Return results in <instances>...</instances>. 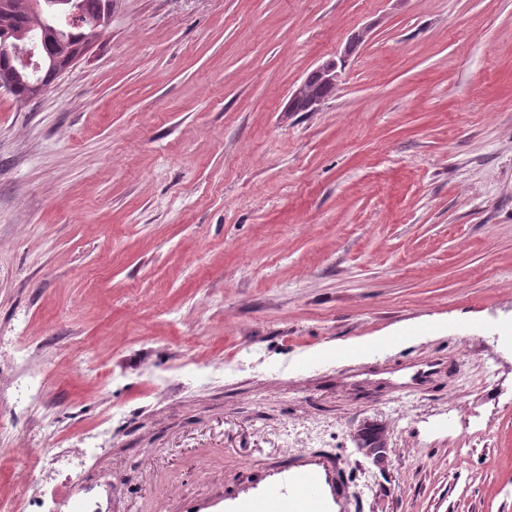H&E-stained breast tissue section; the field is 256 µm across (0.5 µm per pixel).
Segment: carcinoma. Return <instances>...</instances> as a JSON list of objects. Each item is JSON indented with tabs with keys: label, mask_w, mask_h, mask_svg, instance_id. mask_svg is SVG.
Returning <instances> with one entry per match:
<instances>
[{
	"label": "carcinoma",
	"mask_w": 512,
	"mask_h": 512,
	"mask_svg": "<svg viewBox=\"0 0 512 512\" xmlns=\"http://www.w3.org/2000/svg\"><path fill=\"white\" fill-rule=\"evenodd\" d=\"M48 0H0V88L20 100L40 94L36 86L47 87L55 74L43 66L38 75L24 68L17 51L37 46L43 55L68 57L82 45L96 41L112 19L119 0H65L64 10L75 9L82 24L60 37L46 27Z\"/></svg>",
	"instance_id": "1"
}]
</instances>
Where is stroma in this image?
<instances>
[{
    "label": "stroma",
    "instance_id": "1",
    "mask_svg": "<svg viewBox=\"0 0 512 512\" xmlns=\"http://www.w3.org/2000/svg\"><path fill=\"white\" fill-rule=\"evenodd\" d=\"M49 427L102 512L299 452L346 512H512V0H122L0 89V448Z\"/></svg>",
    "mask_w": 512,
    "mask_h": 512
}]
</instances>
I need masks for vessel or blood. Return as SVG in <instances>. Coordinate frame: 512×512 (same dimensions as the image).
Returning a JSON list of instances; mask_svg holds the SVG:
<instances>
[{
    "label": "vessel or blood",
    "instance_id": "1",
    "mask_svg": "<svg viewBox=\"0 0 512 512\" xmlns=\"http://www.w3.org/2000/svg\"><path fill=\"white\" fill-rule=\"evenodd\" d=\"M269 479L230 500L226 512H342L341 463L300 454L269 467Z\"/></svg>",
    "mask_w": 512,
    "mask_h": 512
}]
</instances>
